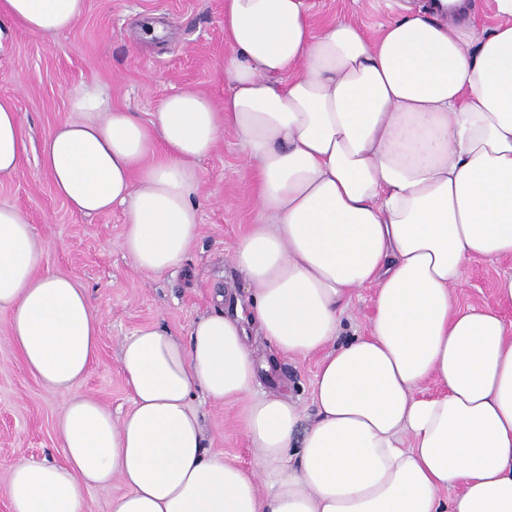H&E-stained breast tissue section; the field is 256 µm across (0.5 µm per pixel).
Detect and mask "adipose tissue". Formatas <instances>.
<instances>
[{
    "label": "adipose tissue",
    "instance_id": "obj_1",
    "mask_svg": "<svg viewBox=\"0 0 512 512\" xmlns=\"http://www.w3.org/2000/svg\"><path fill=\"white\" fill-rule=\"evenodd\" d=\"M455 0L400 6L375 37L311 23L310 0H224L223 110L197 91L150 123L85 87L41 164L70 209L122 207L120 248L147 274L183 261L201 231L197 161L222 130L246 147L258 221L231 258L247 312L200 316L188 338L159 325L124 337L132 395L120 418L76 393L101 317L88 293L45 266L27 217L0 206V311L27 368L70 390L55 429L63 462L18 458L11 512H84L119 480L110 512H512V276L493 306L450 290L474 258L512 257V0L491 32L446 20ZM85 0H0V44L16 28L55 34ZM26 143L0 99V180ZM376 285L367 334L339 341L355 289ZM277 353L321 354L314 421L259 391ZM241 401L245 469L204 445L195 395ZM452 490L450 498L441 493ZM123 491L124 487L118 481L110 486L92 488L87 495L85 512H109L112 497Z\"/></svg>",
    "mask_w": 512,
    "mask_h": 512
}]
</instances>
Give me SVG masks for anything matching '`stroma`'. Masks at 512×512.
Masks as SVG:
<instances>
[{"label": "stroma", "instance_id": "1", "mask_svg": "<svg viewBox=\"0 0 512 512\" xmlns=\"http://www.w3.org/2000/svg\"><path fill=\"white\" fill-rule=\"evenodd\" d=\"M314 29L345 19L376 35L391 19L382 0H310ZM163 27L160 39L140 34L145 19ZM224 0H85L81 17L67 31L49 35L16 29L0 50V98L11 99L23 124L27 151L18 171L0 180V205L25 212L49 246L45 264L86 288L101 314L98 354L78 393L127 411L131 393L119 364L124 337L161 324L188 338L193 323L214 308L224 291V313L234 315L247 293L230 258L231 244L255 223L256 184L246 149L229 133L197 164L194 197L201 234L181 266L159 275L138 270L119 247L124 231L121 208L83 216L56 196L39 162L43 139L74 117L69 103L83 86L107 83L112 104L150 122L162 101L192 88L223 107ZM512 275V258L475 260L465 266L453 296L459 306L495 304L499 281ZM374 287L356 290L342 317V338L366 334ZM250 343L257 358L272 363L260 388L311 405L319 356L290 359L276 355L258 329ZM68 394L51 391L28 370L9 340V316L0 312V512H11L8 476L19 457L63 461L54 424ZM210 451L251 467L253 454L240 431L242 403L221 408L196 396Z\"/></svg>", "mask_w": 512, "mask_h": 512}]
</instances>
